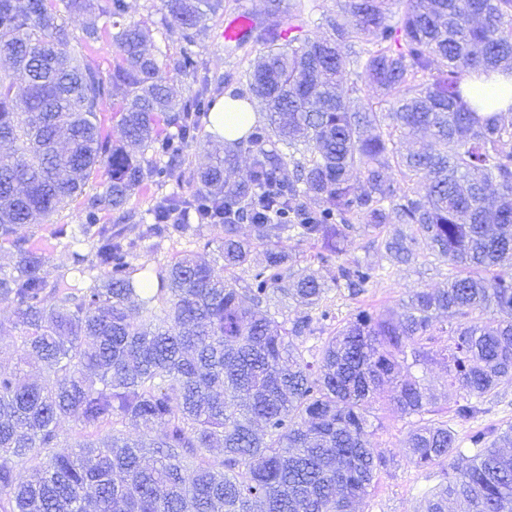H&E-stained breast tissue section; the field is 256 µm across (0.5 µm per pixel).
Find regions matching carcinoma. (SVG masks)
Returning <instances> with one entry per match:
<instances>
[{
    "mask_svg": "<svg viewBox=\"0 0 512 512\" xmlns=\"http://www.w3.org/2000/svg\"><path fill=\"white\" fill-rule=\"evenodd\" d=\"M390 2L342 0L327 35L311 37L314 4L285 30L270 0L242 39L260 47L247 94L232 95L262 120L228 146L203 135L217 98L191 49L223 0H162L160 25L183 42L170 66L200 82L183 98L125 0H0V247L16 254L0 269L13 313L0 350L42 370L0 372V512H360L390 466L367 432L380 401L419 417L410 462L441 468L423 512H512V427L472 432L466 465H448L457 435L423 418L435 397L412 372L443 364L465 419L512 381V106L478 112L465 88L473 73L512 70V0H403L395 25ZM66 13L90 16L82 33ZM102 32L115 47L106 72L91 53ZM346 42L364 49L348 57ZM348 72L391 97L389 110L359 105ZM114 99L117 139L101 120ZM419 131L428 148L403 151ZM200 146L209 163L186 171ZM243 153L247 177L227 182ZM171 181L136 237L101 223ZM90 183L101 191L85 196ZM80 197V247L65 244L70 264L51 280L18 228ZM207 226L224 232L223 274L185 252L143 287L138 241ZM360 232L376 235L378 261L341 259ZM302 242L317 264L301 265ZM420 261L447 265L446 286L332 326L330 287L355 299ZM288 301L294 314L272 310ZM64 420L80 437L58 453Z\"/></svg>",
    "mask_w": 512,
    "mask_h": 512,
    "instance_id": "obj_1",
    "label": "carcinoma"
}]
</instances>
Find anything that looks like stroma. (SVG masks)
Returning <instances> with one entry per match:
<instances>
[{"label": "stroma", "instance_id": "stroma-1", "mask_svg": "<svg viewBox=\"0 0 512 512\" xmlns=\"http://www.w3.org/2000/svg\"><path fill=\"white\" fill-rule=\"evenodd\" d=\"M267 5L268 0H224L223 11L207 22L208 34L197 44L195 51L209 74L224 78L226 91L244 90L241 73L253 63L259 51L251 44L242 50L230 51L224 41V26L242 13L253 14L259 21L264 20ZM82 219L81 208L74 203L55 213L49 223L21 227V234L30 237L34 249L45 256V270L49 277H56L69 264V255L55 239L54 229H74ZM445 273L444 266L437 263L411 268L402 266L391 269L383 281L368 288L357 299L344 297L335 290L330 291L329 298L336 320L345 322L360 308L379 311L397 307L400 299L410 292L440 286ZM425 378L437 397L439 419L446 421L458 437H466L473 423L457 416L460 393L451 386L443 365H429ZM370 420L371 442L393 457L394 465L380 474L365 512H422L424 499L440 482L441 474L436 469L419 470L410 462L405 440L411 418L398 417L383 408L373 411Z\"/></svg>", "mask_w": 512, "mask_h": 512}]
</instances>
